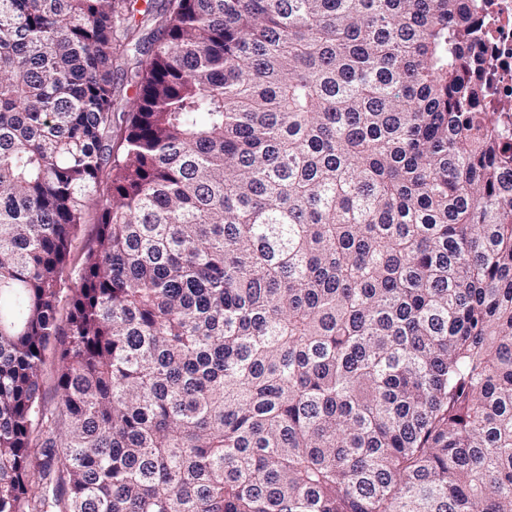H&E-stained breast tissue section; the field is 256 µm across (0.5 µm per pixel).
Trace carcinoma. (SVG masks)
<instances>
[{
  "instance_id": "1",
  "label": "carcinoma",
  "mask_w": 512,
  "mask_h": 512,
  "mask_svg": "<svg viewBox=\"0 0 512 512\" xmlns=\"http://www.w3.org/2000/svg\"><path fill=\"white\" fill-rule=\"evenodd\" d=\"M137 3L0 0V512H512L479 0ZM96 233L97 224H81L71 243L70 268L74 269L81 263L85 252L94 243ZM58 362L53 348L47 351L40 387V401L48 407H53L58 400L56 390Z\"/></svg>"
}]
</instances>
